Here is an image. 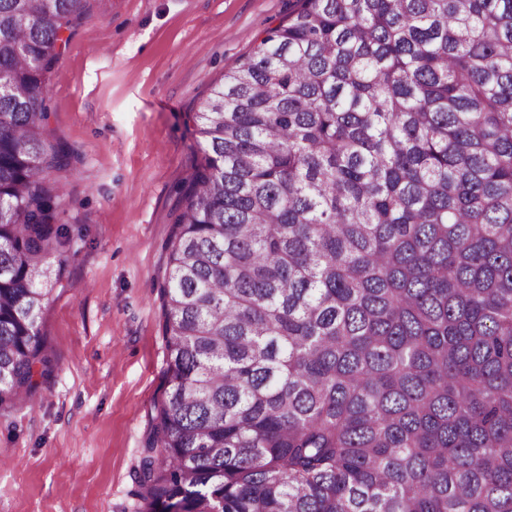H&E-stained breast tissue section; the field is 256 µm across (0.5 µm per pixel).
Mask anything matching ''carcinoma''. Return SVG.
I'll list each match as a JSON object with an SVG mask.
<instances>
[{
	"instance_id": "obj_1",
	"label": "carcinoma",
	"mask_w": 512,
	"mask_h": 512,
	"mask_svg": "<svg viewBox=\"0 0 512 512\" xmlns=\"http://www.w3.org/2000/svg\"><path fill=\"white\" fill-rule=\"evenodd\" d=\"M87 0H0V406L52 373ZM138 512H512V0H299L192 115Z\"/></svg>"
}]
</instances>
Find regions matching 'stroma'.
Here are the masks:
<instances>
[{"mask_svg": "<svg viewBox=\"0 0 512 512\" xmlns=\"http://www.w3.org/2000/svg\"><path fill=\"white\" fill-rule=\"evenodd\" d=\"M297 0H89L49 78L72 258L41 324L55 370L0 407V512H136L167 369L166 240L203 154L191 115Z\"/></svg>", "mask_w": 512, "mask_h": 512, "instance_id": "obj_1", "label": "stroma"}]
</instances>
